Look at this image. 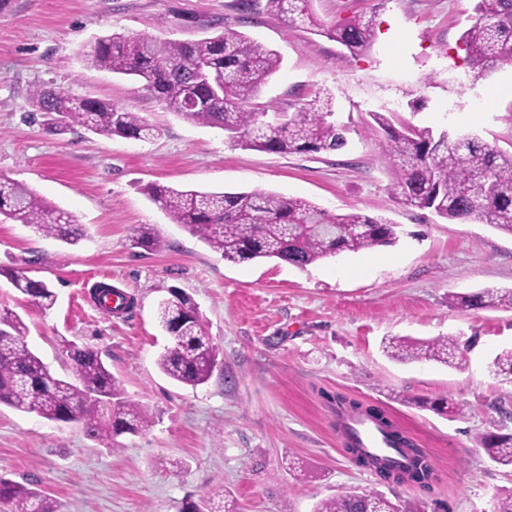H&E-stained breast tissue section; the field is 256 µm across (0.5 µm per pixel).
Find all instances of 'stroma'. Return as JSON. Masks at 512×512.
Returning <instances> with one entry per match:
<instances>
[{"mask_svg": "<svg viewBox=\"0 0 512 512\" xmlns=\"http://www.w3.org/2000/svg\"><path fill=\"white\" fill-rule=\"evenodd\" d=\"M472 7V0H313L327 23L375 18L373 49L353 57L274 15L240 24L235 0H11L0 12V175L68 211L89 235L69 245L0 221V264H29L58 294L44 311L0 276V308L22 317L29 348L57 376L73 373L67 342L98 351L125 399L145 407L152 423L110 448L81 424L0 405V478L33 482L59 512H181L186 501L218 490L239 512H313L350 490L425 512H493L512 491V469L492 463L478 438L512 432V384L492 371L497 354L512 348V309L462 313L448 296L512 288V236L397 200L387 139L370 117L389 110L432 128L453 121L512 151V70L474 77L456 55ZM226 25L282 58L255 107L291 112L330 91L336 121L350 128L346 148L252 150L220 128L177 117L138 81L83 62L105 35L191 41ZM41 84L127 107L163 133L153 140L80 127L52 133L31 103ZM153 183L302 197L334 214L386 218L398 240L303 269L274 259L233 263L173 223L146 194ZM143 224L159 249L133 246ZM101 283L132 296L133 307L102 313L92 299ZM171 286L197 302L219 351L212 377L194 388L156 364L169 343L157 304ZM448 335L469 344L455 367L400 362L383 351L394 336ZM339 392L383 407L415 438L434 465L432 488L388 484L355 463L329 400ZM439 397L460 414L418 405ZM292 457L304 471L289 470Z\"/></svg>", "mask_w": 512, "mask_h": 512, "instance_id": "1", "label": "stroma"}]
</instances>
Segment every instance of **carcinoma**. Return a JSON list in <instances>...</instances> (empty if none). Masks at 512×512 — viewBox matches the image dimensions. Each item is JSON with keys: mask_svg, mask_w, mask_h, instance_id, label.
Returning a JSON list of instances; mask_svg holds the SVG:
<instances>
[{"mask_svg": "<svg viewBox=\"0 0 512 512\" xmlns=\"http://www.w3.org/2000/svg\"><path fill=\"white\" fill-rule=\"evenodd\" d=\"M311 0H237L245 22L273 13L287 23L297 21L315 34L341 45L350 55L367 53L375 41L374 19L354 15L327 24L313 13ZM474 15L461 38L463 61L484 73L512 68V0H475ZM87 66L130 76L166 109L182 119L223 129L245 147L276 154L322 153L347 145L348 128L332 119V95L318 92L278 122L265 119L252 100L262 84L281 66V57L244 33L223 31L196 41L157 40L143 36L108 35L97 39L84 55ZM35 111L51 116L59 129L75 126L107 137L153 139L160 129L137 112L95 98H73L39 85L32 90ZM371 118L389 142L395 171V198L429 209L448 221H476L512 235V152L505 153L477 137L452 135L419 127L394 113L373 112ZM148 193L176 224H181L230 262L275 258L304 269L341 252L390 246L397 225L362 213L333 214L297 197L261 190L207 192L151 184ZM0 219L24 224L37 233L75 244L85 230L71 216L23 183L0 176ZM133 245L161 247L153 228L141 225ZM34 304L50 310L57 302L53 288L30 276L25 266L1 267ZM461 312L490 307L512 309V288H485L448 297ZM157 319L170 338L160 354V371L180 384L197 387L211 378L218 352L198 304L179 289L158 304ZM28 328L9 309L0 310V404L52 422L78 415L85 432L101 441L150 426L146 410L125 401L122 390L101 355L70 344L66 348L74 379L53 375L25 341ZM388 356L397 360L436 361L448 366L461 357L458 338L417 342L392 337ZM496 375L512 383V349L492 362ZM359 414V403L336 395V417ZM479 444L495 464L512 468V433H487ZM392 470L414 484L431 487L437 480L427 454ZM0 503L11 512H57L56 501L36 488L0 481ZM314 512H423L419 506L394 502L374 491H346L316 505Z\"/></svg>", "mask_w": 512, "mask_h": 512, "instance_id": "carcinoma-1", "label": "carcinoma"}]
</instances>
